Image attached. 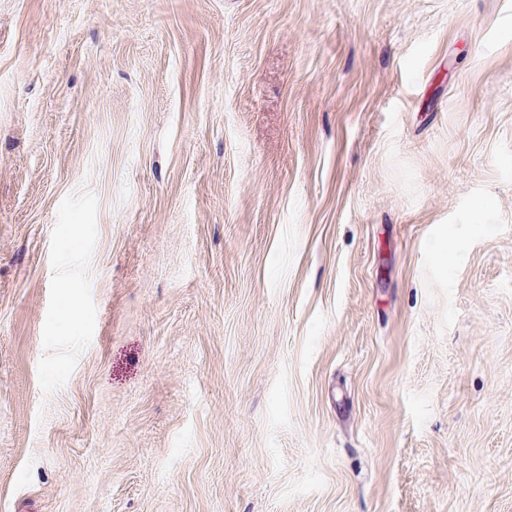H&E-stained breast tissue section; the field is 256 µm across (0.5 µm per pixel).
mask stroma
<instances>
[{"instance_id":"1","label":"stroma","mask_w":512,"mask_h":512,"mask_svg":"<svg viewBox=\"0 0 512 512\" xmlns=\"http://www.w3.org/2000/svg\"><path fill=\"white\" fill-rule=\"evenodd\" d=\"M0 512H512V0H0Z\"/></svg>"}]
</instances>
